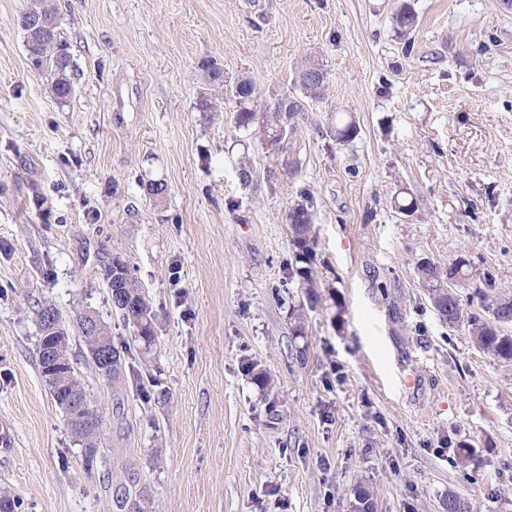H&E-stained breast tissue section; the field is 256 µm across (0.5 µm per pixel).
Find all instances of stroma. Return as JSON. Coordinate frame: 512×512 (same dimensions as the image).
Masks as SVG:
<instances>
[{
	"mask_svg": "<svg viewBox=\"0 0 512 512\" xmlns=\"http://www.w3.org/2000/svg\"><path fill=\"white\" fill-rule=\"evenodd\" d=\"M397 2L54 0L73 61L61 104L29 67L25 0H0V418L16 433L0 489L19 512H119L131 478L152 512H350L361 483L376 512H443L451 493L512 512V364L443 323L416 275L463 255L512 289V5L413 0L404 40ZM205 60L263 96L326 71L299 175L232 106L197 111L216 93ZM334 114L355 140L320 133ZM402 191L414 213L395 210ZM306 192L320 291L343 309L305 310L297 336L286 216ZM116 255L157 314L151 350L112 307ZM42 304L105 414L89 471L41 375ZM85 308L128 347L121 397L86 357Z\"/></svg>",
	"mask_w": 512,
	"mask_h": 512,
	"instance_id": "1",
	"label": "stroma"
}]
</instances>
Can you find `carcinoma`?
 Segmentation results:
<instances>
[{
  "label": "carcinoma",
  "instance_id": "carcinoma-1",
  "mask_svg": "<svg viewBox=\"0 0 512 512\" xmlns=\"http://www.w3.org/2000/svg\"><path fill=\"white\" fill-rule=\"evenodd\" d=\"M393 23L401 35L413 30L417 25V14L409 4L400 5L394 15ZM27 59L30 67L41 75L50 85L55 97L65 102L71 96L72 85L69 74L71 59L68 44L62 38L58 26H53L47 37L33 35V41L26 43ZM294 84L299 87L300 95L286 92L276 94L278 107L260 109L262 96L258 94L253 80L239 76L224 86V95L235 102L234 125L238 129L255 131L263 128L267 132L265 148L278 157L284 170L296 176L302 166L294 150L299 120L307 111V99L321 95L324 85L312 84L306 79L304 70L296 73ZM339 144L353 141L359 136L360 126L353 118L331 120L324 128ZM287 221L294 246V260L288 264V281L297 282L304 288L307 305L314 309L320 303L317 270L315 264L317 240L313 224V204L311 196L305 194L288 209ZM112 287L114 295L124 298V306L117 309L124 322L133 328L135 337L148 349L156 337V313L145 292L131 275L129 266L118 256L112 257ZM420 286L426 290L428 298L439 319L450 327L466 325L474 345L494 358L512 361V293L489 296L487 290L495 288V279L490 272L479 273L473 270L469 259L460 256L452 262L441 265L424 261L417 267ZM476 278L480 285L475 287L473 297L477 298L483 313L464 311L456 288ZM55 341L49 335L40 339L39 365L41 373L49 372L46 353L54 352ZM125 350L112 346V390L120 392L125 384ZM66 425L78 445L82 446V458L85 469L90 471L100 454L99 440L91 437L87 431L74 425L73 417L66 415ZM124 512H148V502L143 491L135 495L125 492L117 500ZM353 512H374L373 490L360 484L354 490Z\"/></svg>",
  "mask_w": 512,
  "mask_h": 512
}]
</instances>
